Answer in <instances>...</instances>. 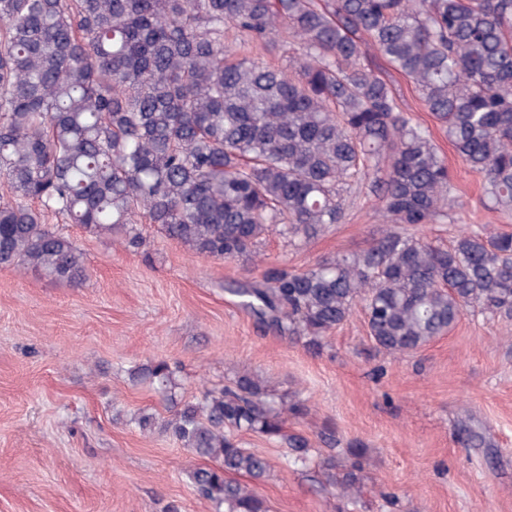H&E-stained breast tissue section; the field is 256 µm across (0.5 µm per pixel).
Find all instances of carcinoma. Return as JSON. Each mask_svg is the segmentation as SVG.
Returning a JSON list of instances; mask_svg holds the SVG:
<instances>
[{
    "mask_svg": "<svg viewBox=\"0 0 512 512\" xmlns=\"http://www.w3.org/2000/svg\"><path fill=\"white\" fill-rule=\"evenodd\" d=\"M277 50L287 66L261 61ZM372 56L412 81L490 208L511 213L512 0H0V266L86 279L50 220L121 232L132 248L137 225L154 224L197 254L250 260L270 234L292 245L340 223L364 189L392 224L446 216L448 164ZM226 291L312 350L360 303L376 345L409 353L469 309L512 316V233L440 248L387 231L359 254L270 264ZM131 376L163 397L176 387L164 360ZM308 412L242 375L134 423L220 462L190 473L215 512H268L226 478L269 473L239 433L283 442L305 465L310 443L283 415ZM347 452L356 494L361 453Z\"/></svg>",
    "mask_w": 512,
    "mask_h": 512,
    "instance_id": "carcinoma-1",
    "label": "carcinoma"
}]
</instances>
